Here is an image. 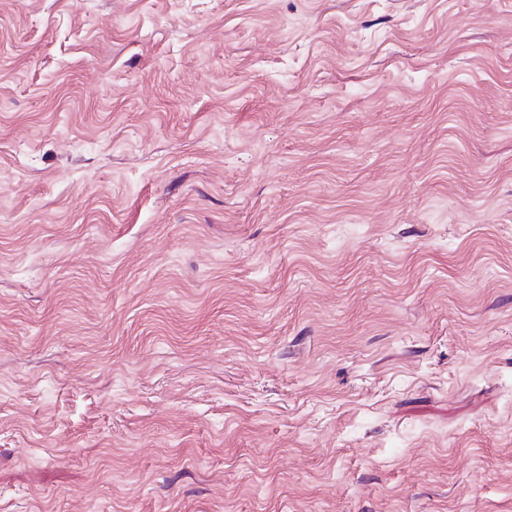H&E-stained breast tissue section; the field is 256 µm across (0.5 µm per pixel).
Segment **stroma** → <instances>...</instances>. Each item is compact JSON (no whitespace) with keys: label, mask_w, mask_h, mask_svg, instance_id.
Wrapping results in <instances>:
<instances>
[{"label":"stroma","mask_w":512,"mask_h":512,"mask_svg":"<svg viewBox=\"0 0 512 512\" xmlns=\"http://www.w3.org/2000/svg\"><path fill=\"white\" fill-rule=\"evenodd\" d=\"M0 512H512V0H0Z\"/></svg>","instance_id":"stroma-1"}]
</instances>
